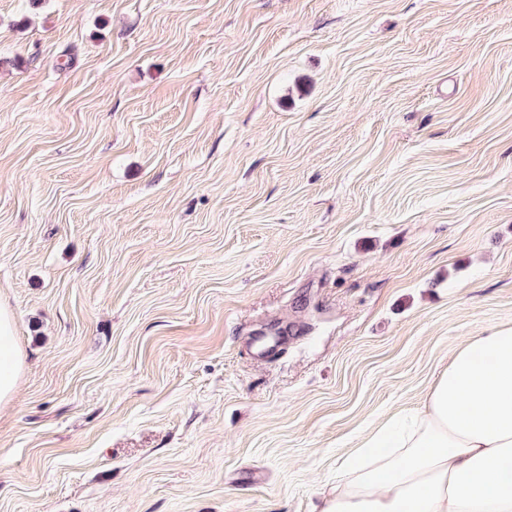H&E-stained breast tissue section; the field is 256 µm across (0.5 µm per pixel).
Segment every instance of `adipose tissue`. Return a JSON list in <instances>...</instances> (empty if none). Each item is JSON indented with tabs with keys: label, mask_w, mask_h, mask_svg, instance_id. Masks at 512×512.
Here are the masks:
<instances>
[{
	"label": "adipose tissue",
	"mask_w": 512,
	"mask_h": 512,
	"mask_svg": "<svg viewBox=\"0 0 512 512\" xmlns=\"http://www.w3.org/2000/svg\"><path fill=\"white\" fill-rule=\"evenodd\" d=\"M24 357L0 305V405ZM324 512H512V326L449 357L422 410L389 415L323 489Z\"/></svg>",
	"instance_id": "ef3b65f1"
}]
</instances>
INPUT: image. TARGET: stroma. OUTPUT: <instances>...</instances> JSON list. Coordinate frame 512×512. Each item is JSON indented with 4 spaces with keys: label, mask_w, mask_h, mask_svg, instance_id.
Masks as SVG:
<instances>
[{
    "label": "stroma",
    "mask_w": 512,
    "mask_h": 512,
    "mask_svg": "<svg viewBox=\"0 0 512 512\" xmlns=\"http://www.w3.org/2000/svg\"><path fill=\"white\" fill-rule=\"evenodd\" d=\"M0 512H321L512 326V0H0ZM23 363L13 317L6 307L0 305V405L10 401L15 394Z\"/></svg>",
    "instance_id": "1"
}]
</instances>
